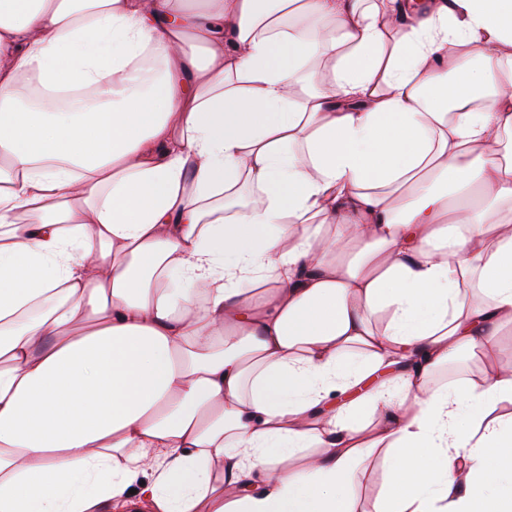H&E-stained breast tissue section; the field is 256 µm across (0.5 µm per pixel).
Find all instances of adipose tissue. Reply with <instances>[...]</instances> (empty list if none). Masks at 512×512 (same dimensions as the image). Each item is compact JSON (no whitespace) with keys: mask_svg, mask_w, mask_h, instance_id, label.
<instances>
[{"mask_svg":"<svg viewBox=\"0 0 512 512\" xmlns=\"http://www.w3.org/2000/svg\"><path fill=\"white\" fill-rule=\"evenodd\" d=\"M507 323L512 0H0V512H512ZM496 346L491 353L479 355L470 360L464 353L450 360L434 374L436 383H463L469 379H478L501 367L512 366V325H503L498 336H495ZM469 356L472 358L469 354ZM387 476L382 454L367 460L351 483L362 512H376L379 496Z\"/></svg>","mask_w":512,"mask_h":512,"instance_id":"ef3b65f1","label":"adipose tissue"}]
</instances>
